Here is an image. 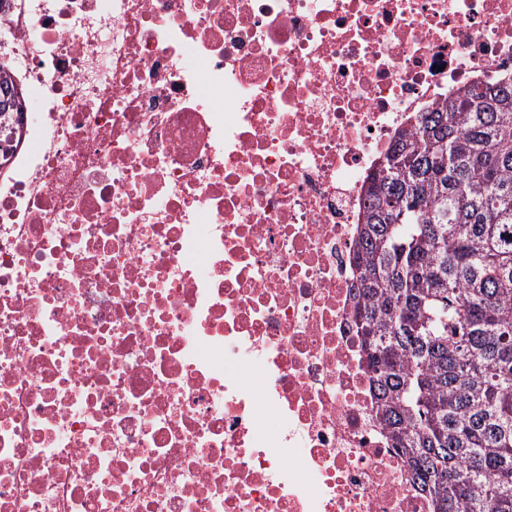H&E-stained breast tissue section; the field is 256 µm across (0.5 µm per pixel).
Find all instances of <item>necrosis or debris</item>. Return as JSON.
Instances as JSON below:
<instances>
[{
  "mask_svg": "<svg viewBox=\"0 0 512 512\" xmlns=\"http://www.w3.org/2000/svg\"><path fill=\"white\" fill-rule=\"evenodd\" d=\"M0 69V512H435L353 247L512 0H10Z\"/></svg>",
  "mask_w": 512,
  "mask_h": 512,
  "instance_id": "1",
  "label": "necrosis or debris"
}]
</instances>
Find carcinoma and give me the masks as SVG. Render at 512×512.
<instances>
[{"label":"carcinoma","mask_w":512,"mask_h":512,"mask_svg":"<svg viewBox=\"0 0 512 512\" xmlns=\"http://www.w3.org/2000/svg\"><path fill=\"white\" fill-rule=\"evenodd\" d=\"M355 323L435 512H512V84L401 131L368 190Z\"/></svg>","instance_id":"cac0c4a2"}]
</instances>
